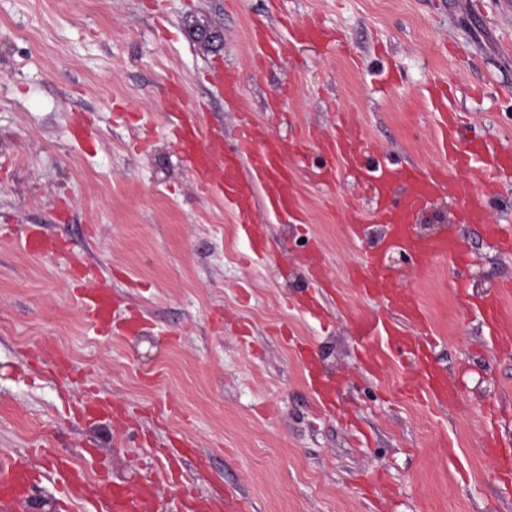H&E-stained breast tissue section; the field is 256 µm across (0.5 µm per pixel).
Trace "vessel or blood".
Segmentation results:
<instances>
[{
  "label": "vessel or blood",
  "mask_w": 512,
  "mask_h": 512,
  "mask_svg": "<svg viewBox=\"0 0 512 512\" xmlns=\"http://www.w3.org/2000/svg\"><path fill=\"white\" fill-rule=\"evenodd\" d=\"M431 97L436 110L443 114V151L452 166L470 170L469 179L451 180L447 168L442 166L424 170L403 167L396 162L381 163L363 142L340 135L321 144L320 149L327 154L328 162L320 168L317 178L323 183L331 182L338 168L351 162L358 164L365 193L353 201V209L363 212L371 223L384 225L388 243L400 248L414 265L420 266L434 259L447 260L458 284L457 293L464 298L469 294V262L460 252L455 238L442 231L419 240L413 238L410 225L418 212L441 195L450 193L455 195L462 215L469 223L483 225L487 240L498 254L511 256L512 232L488 223L487 217L497 199V178L512 170V161L487 150L468 123L448 113L446 87L435 86ZM165 108L175 119L171 132L189 155L192 176L200 190L235 192L240 205L246 207L250 204L251 183L261 181L267 187V201L272 210L297 213L292 189L294 175L284 161L278 139L260 137L253 120L243 117L233 142L234 159L223 166L218 162L224 154L223 138L199 122L180 87L170 88ZM24 248L29 253L44 256L61 251L62 245L34 230L28 233ZM356 278L365 294L377 296L384 305L397 308L408 322L420 328L417 336L404 337L397 328L379 319L358 321L355 341L369 371L375 374L381 368L373 347L375 342H383L399 362L410 360L415 365L413 376L403 381L401 393L433 403H453L456 399L453 383L428 355L429 349L436 347L437 339L426 328V315L415 297L402 293L393 273L376 257L370 260L365 272L357 273ZM511 291L512 282H502L487 291L477 307L488 326L504 337L512 335V307L503 302L505 293ZM117 302V297L108 288L88 290L81 298L89 316L101 326L109 322ZM501 415L496 404L485 406L484 447H500L495 426ZM52 465L58 483L70 497L78 500L92 497L94 485L89 484L67 460L58 456ZM40 481V476L29 467L27 454L14 453L0 458V512H34ZM105 497L112 512H154L156 508L153 486L145 482L114 485L106 491Z\"/></svg>",
  "instance_id": "obj_1"
}]
</instances>
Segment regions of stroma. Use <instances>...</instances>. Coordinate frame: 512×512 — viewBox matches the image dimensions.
<instances>
[{
  "label": "stroma",
  "mask_w": 512,
  "mask_h": 512,
  "mask_svg": "<svg viewBox=\"0 0 512 512\" xmlns=\"http://www.w3.org/2000/svg\"><path fill=\"white\" fill-rule=\"evenodd\" d=\"M310 19L332 43L264 57L258 31L284 38ZM215 65L235 75L240 99L209 80ZM437 79L452 82L458 111L489 147L512 154V0H0V456L37 449L51 512L106 508L58 494L49 451L66 452L90 481L134 482L155 479L166 463L158 449L183 436L205 467L157 481L165 512H183L181 485L237 491L255 512H512L480 418L490 401L512 417V350L494 349L447 261L409 267L394 253L459 402L402 399L412 368L384 348L369 379L354 324L383 307L351 276L370 249L349 210L358 187L344 170L330 191L314 176L318 139L350 121L381 157L465 179L438 148L428 93ZM173 81L225 138L244 108L282 141L309 137L304 158L286 159L304 223L267 214L254 188L268 256L253 253L234 204L194 185L163 110ZM84 121L87 140L76 132ZM458 212L440 200L411 230L452 228L475 290L512 280V258ZM36 225L83 254L87 272L71 271L70 253L28 254ZM312 247L334 294L308 285ZM95 285L126 298L108 333L78 295ZM132 316L142 322L135 335L122 330ZM297 339L313 347L355 426L322 415ZM91 391L118 412L82 421ZM379 472L397 495L374 503L356 481Z\"/></svg>",
  "instance_id": "stroma-1"
}]
</instances>
